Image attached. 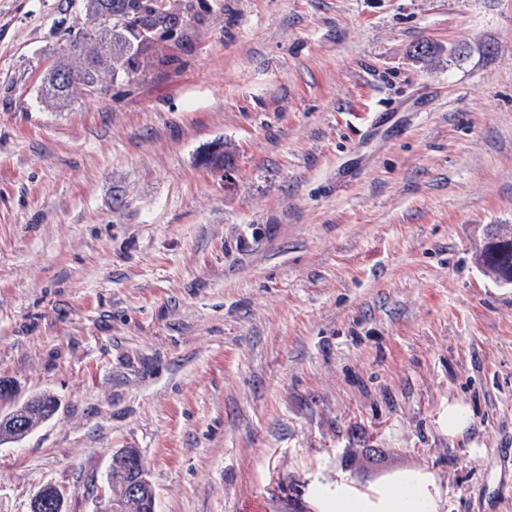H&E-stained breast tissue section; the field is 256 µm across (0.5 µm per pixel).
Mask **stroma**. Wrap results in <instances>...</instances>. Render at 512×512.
Listing matches in <instances>:
<instances>
[{"label": "stroma", "mask_w": 512, "mask_h": 512, "mask_svg": "<svg viewBox=\"0 0 512 512\" xmlns=\"http://www.w3.org/2000/svg\"><path fill=\"white\" fill-rule=\"evenodd\" d=\"M188 5L189 41L56 110L83 6L0 0V377L58 401L0 444V512L50 483L96 512L121 448L156 512L410 473L512 512V284L478 262L512 227V0ZM117 454L129 455L134 462L135 467V479L127 486V491L130 496H138L139 488L143 485L148 484L150 481L148 479V472L145 466V463L138 451L135 448H121L117 451Z\"/></svg>", "instance_id": "obj_1"}]
</instances>
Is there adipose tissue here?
<instances>
[{
    "label": "adipose tissue",
    "instance_id": "obj_1",
    "mask_svg": "<svg viewBox=\"0 0 512 512\" xmlns=\"http://www.w3.org/2000/svg\"><path fill=\"white\" fill-rule=\"evenodd\" d=\"M438 494L427 476L412 474L378 489L374 496L337 485L335 492L321 495L319 512H438Z\"/></svg>",
    "mask_w": 512,
    "mask_h": 512
}]
</instances>
